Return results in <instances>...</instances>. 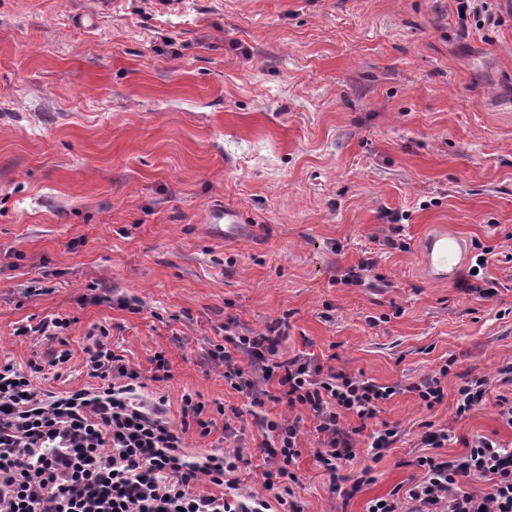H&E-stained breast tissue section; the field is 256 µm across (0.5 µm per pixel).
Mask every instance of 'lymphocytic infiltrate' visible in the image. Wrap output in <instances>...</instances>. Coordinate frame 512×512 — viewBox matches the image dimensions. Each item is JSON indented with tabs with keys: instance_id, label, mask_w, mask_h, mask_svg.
<instances>
[{
	"instance_id": "1",
	"label": "lymphocytic infiltrate",
	"mask_w": 512,
	"mask_h": 512,
	"mask_svg": "<svg viewBox=\"0 0 512 512\" xmlns=\"http://www.w3.org/2000/svg\"><path fill=\"white\" fill-rule=\"evenodd\" d=\"M280 329L241 333L211 350L224 378L249 402L270 447L265 494L197 493L203 482L223 485L244 459L241 451L187 453L186 426L166 417L164 397H140L139 372L112 349L109 330L99 327L86 347V371L105 385L94 391L37 392L32 380L45 367L61 369L68 350L27 369L0 365V512H269L268 492L294 479L301 454L300 419L272 418L269 403H286L311 415L320 435L317 457L328 472L356 455L359 421L377 417L392 388L352 376L315 358L283 357ZM444 429L423 432L431 454L419 457L421 480L404 491L373 500L367 512H512V451L477 435L464 454L448 458ZM474 481L462 489L461 478Z\"/></svg>"
}]
</instances>
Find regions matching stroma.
<instances>
[{
	"instance_id": "stroma-1",
	"label": "stroma",
	"mask_w": 512,
	"mask_h": 512,
	"mask_svg": "<svg viewBox=\"0 0 512 512\" xmlns=\"http://www.w3.org/2000/svg\"><path fill=\"white\" fill-rule=\"evenodd\" d=\"M494 10L489 25L457 0H188L177 15L0 0V364L47 357L55 343L15 330L62 314L71 359L34 387H99L84 348L106 326L170 421L184 394L204 403L209 432L190 426L188 451L242 450L238 489L260 493L265 438L209 351L287 318L283 355L395 388L372 427L400 431L377 461L357 435L339 472L373 479L345 501L305 417L288 485L300 512H367L420 479L428 422L451 457L477 434L512 448L496 409L512 383L494 378L512 361V0ZM220 203L255 234L215 238L205 214ZM394 224L404 245L377 253L384 287L342 282ZM440 230L493 249L492 295L427 278L420 246ZM444 365L445 399L425 410L406 387ZM479 376L485 401L455 417ZM489 384L490 378L486 376L465 380L457 390L455 414L461 417L480 404L487 395Z\"/></svg>"
}]
</instances>
